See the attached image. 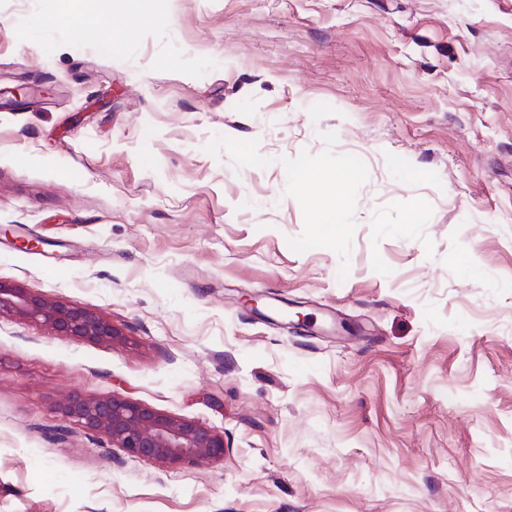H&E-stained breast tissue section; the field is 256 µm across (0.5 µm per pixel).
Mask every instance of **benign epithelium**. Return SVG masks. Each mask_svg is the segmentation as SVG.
<instances>
[{
	"mask_svg": "<svg viewBox=\"0 0 512 512\" xmlns=\"http://www.w3.org/2000/svg\"><path fill=\"white\" fill-rule=\"evenodd\" d=\"M41 324L74 341L118 343L123 333L101 312L53 300L0 280V316ZM60 413L91 434H102L130 457L168 466L224 458V434L191 419L174 417L118 393L93 399L68 396Z\"/></svg>",
	"mask_w": 512,
	"mask_h": 512,
	"instance_id": "benign-epithelium-1",
	"label": "benign epithelium"
}]
</instances>
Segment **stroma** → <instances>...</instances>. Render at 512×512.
I'll return each mask as SVG.
<instances>
[{"label": "stroma", "mask_w": 512, "mask_h": 512, "mask_svg": "<svg viewBox=\"0 0 512 512\" xmlns=\"http://www.w3.org/2000/svg\"><path fill=\"white\" fill-rule=\"evenodd\" d=\"M99 10L0 0V279L124 334L0 317V512H512V0ZM347 161L328 239L295 176ZM74 392L224 458L129 457ZM58 409L88 433L106 436L113 448L130 457L173 467L224 458L223 433L118 393L99 399L74 393Z\"/></svg>", "instance_id": "35a3bbf8"}]
</instances>
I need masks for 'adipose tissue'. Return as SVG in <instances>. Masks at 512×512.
Returning a JSON list of instances; mask_svg holds the SVG:
<instances>
[{
  "label": "adipose tissue",
  "instance_id": "obj_1",
  "mask_svg": "<svg viewBox=\"0 0 512 512\" xmlns=\"http://www.w3.org/2000/svg\"><path fill=\"white\" fill-rule=\"evenodd\" d=\"M352 175L351 169L315 170L311 167L301 169L296 176L299 187L308 189V200L324 234L329 238L340 236L344 229V186ZM323 183L327 192L315 191V184Z\"/></svg>",
  "mask_w": 512,
  "mask_h": 512
}]
</instances>
